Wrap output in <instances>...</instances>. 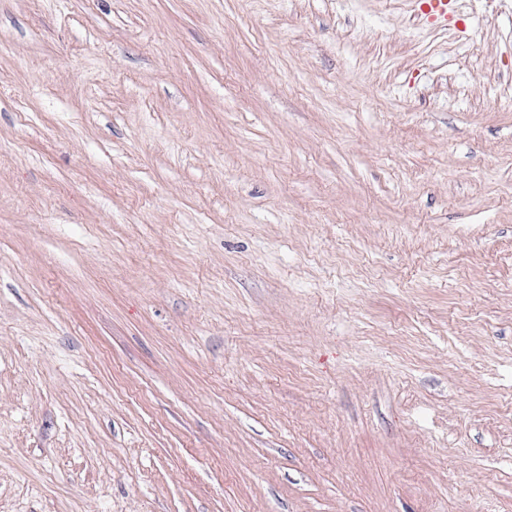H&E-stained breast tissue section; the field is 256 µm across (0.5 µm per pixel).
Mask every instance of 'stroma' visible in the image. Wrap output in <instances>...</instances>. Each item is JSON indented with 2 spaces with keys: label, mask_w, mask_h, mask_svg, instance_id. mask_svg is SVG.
Listing matches in <instances>:
<instances>
[{
  "label": "stroma",
  "mask_w": 512,
  "mask_h": 512,
  "mask_svg": "<svg viewBox=\"0 0 512 512\" xmlns=\"http://www.w3.org/2000/svg\"><path fill=\"white\" fill-rule=\"evenodd\" d=\"M0 0V512H512V0Z\"/></svg>",
  "instance_id": "1"
}]
</instances>
